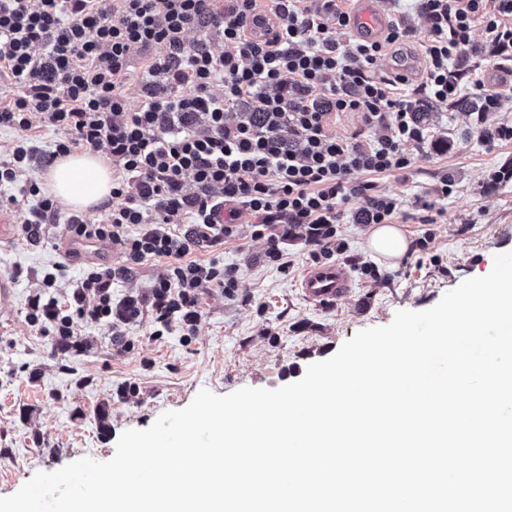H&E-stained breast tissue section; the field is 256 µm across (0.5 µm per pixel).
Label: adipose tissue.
Listing matches in <instances>:
<instances>
[{
	"label": "adipose tissue",
	"instance_id": "adipose-tissue-1",
	"mask_svg": "<svg viewBox=\"0 0 512 512\" xmlns=\"http://www.w3.org/2000/svg\"><path fill=\"white\" fill-rule=\"evenodd\" d=\"M46 186L66 206L93 211L112 198V167L98 152L71 154L50 166Z\"/></svg>",
	"mask_w": 512,
	"mask_h": 512
}]
</instances>
